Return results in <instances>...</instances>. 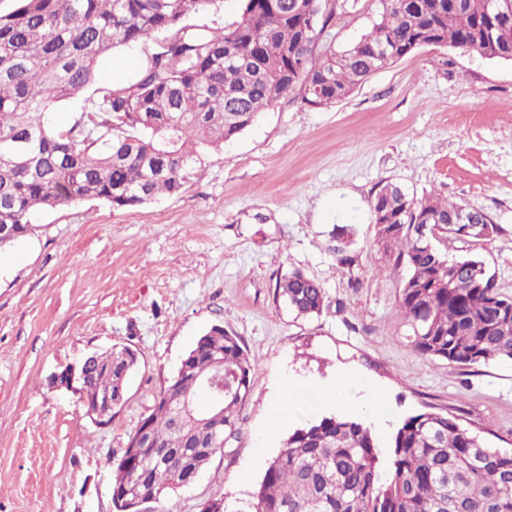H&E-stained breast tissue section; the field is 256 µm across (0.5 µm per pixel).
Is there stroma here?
I'll list each match as a JSON object with an SVG mask.
<instances>
[{
	"label": "stroma",
	"instance_id": "35a3bbf8",
	"mask_svg": "<svg viewBox=\"0 0 512 512\" xmlns=\"http://www.w3.org/2000/svg\"><path fill=\"white\" fill-rule=\"evenodd\" d=\"M380 9L379 0H340L327 45L357 41ZM161 41L114 49L100 86L136 82ZM386 183L488 215L499 227L492 241L451 239L447 250L479 256L512 296V61L423 47L333 106L281 99L208 152L179 194L37 214L33 233L0 251V512H116L113 459L214 325L239 336L258 366L240 433L192 485L144 512H199L219 495L248 500L292 430L268 433L271 401L299 383L306 418H320L309 388L342 368L380 393V443L406 416L435 411L512 448V360L456 367L406 343L396 310L405 270L379 249L371 221L370 200ZM337 225L353 230L354 266L329 249ZM295 269L325 290L318 316L296 317L276 296ZM115 345L140 364L120 412L97 426L51 378Z\"/></svg>",
	"mask_w": 512,
	"mask_h": 512
}]
</instances>
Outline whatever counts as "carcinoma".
Wrapping results in <instances>:
<instances>
[{"instance_id":"1","label":"carcinoma","mask_w":512,"mask_h":512,"mask_svg":"<svg viewBox=\"0 0 512 512\" xmlns=\"http://www.w3.org/2000/svg\"><path fill=\"white\" fill-rule=\"evenodd\" d=\"M221 0H17L0 13V249L33 230L37 210L100 200L134 208L175 195L194 179L206 153L250 127L284 97L333 105L398 59L423 46H451L485 59L512 60L497 29L512 37V13L490 0H380L372 29L336 52L323 44L339 0H243L236 22L219 31L186 24ZM164 35L140 78L100 87L69 126L53 106L97 83L99 62L120 46ZM463 203L414 199L387 183L370 202L377 244L406 275L398 313L419 355L472 367L512 360V297L474 255L448 256V234L476 242L457 225ZM427 237H421L423 224ZM336 259L356 262L349 228L329 232ZM298 317L324 308L322 285L300 269L276 284ZM80 387L92 404L112 393L124 404L139 358L124 348L88 355ZM256 372L241 339L221 325L205 331L167 379L148 433L136 428L113 462L112 503L181 487L170 456L194 475L222 448L214 423L183 430L175 415L200 397L223 400L221 429L239 431V410ZM370 427L342 414L307 420L288 434L245 507L221 497L219 512H512V450L495 448L457 418L406 416L388 443L392 472L379 471Z\"/></svg>"}]
</instances>
